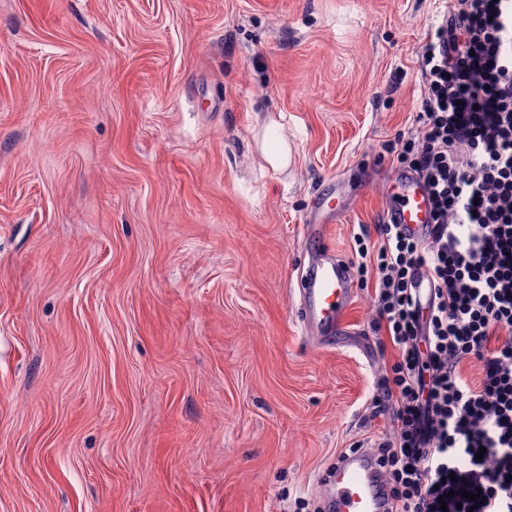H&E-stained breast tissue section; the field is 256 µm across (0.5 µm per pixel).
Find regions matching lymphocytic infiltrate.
Masks as SVG:
<instances>
[{
	"mask_svg": "<svg viewBox=\"0 0 512 512\" xmlns=\"http://www.w3.org/2000/svg\"><path fill=\"white\" fill-rule=\"evenodd\" d=\"M419 73L412 129L389 152L428 190L432 224L419 238L379 219L351 261L397 352L371 401L393 422L376 459L390 512H512V0H450Z\"/></svg>",
	"mask_w": 512,
	"mask_h": 512,
	"instance_id": "1",
	"label": "lymphocytic infiltrate"
}]
</instances>
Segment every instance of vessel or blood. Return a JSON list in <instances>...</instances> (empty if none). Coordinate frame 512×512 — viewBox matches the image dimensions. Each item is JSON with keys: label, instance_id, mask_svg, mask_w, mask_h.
<instances>
[{"label": "vessel or blood", "instance_id": "vessel-or-blood-1", "mask_svg": "<svg viewBox=\"0 0 512 512\" xmlns=\"http://www.w3.org/2000/svg\"><path fill=\"white\" fill-rule=\"evenodd\" d=\"M343 210L333 197L313 200L304 231L315 248L308 261L304 288L299 291V323L310 339L334 346L348 332L347 313L352 304L349 269L326 248L327 230ZM385 213L415 234H424L429 221L428 195L417 176L396 178L385 197ZM328 512H387L385 482L371 450L362 449L337 459L326 489Z\"/></svg>", "mask_w": 512, "mask_h": 512}]
</instances>
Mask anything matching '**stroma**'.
I'll use <instances>...</instances> for the list:
<instances>
[{"mask_svg":"<svg viewBox=\"0 0 512 512\" xmlns=\"http://www.w3.org/2000/svg\"><path fill=\"white\" fill-rule=\"evenodd\" d=\"M446 0H0V512H296L394 350L307 341L312 200L383 213ZM274 123L291 160L271 171Z\"/></svg>","mask_w":512,"mask_h":512,"instance_id":"35a3bbf8","label":"stroma"}]
</instances>
